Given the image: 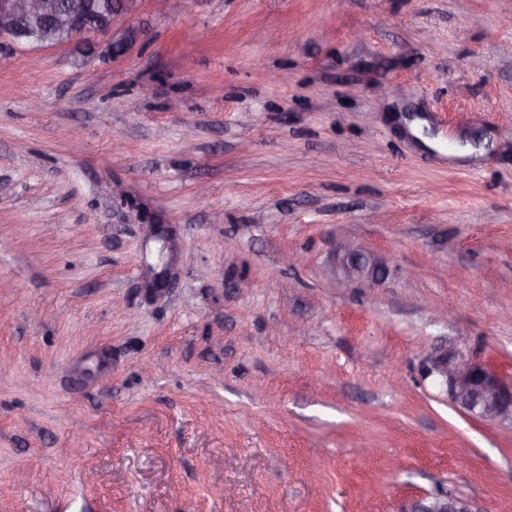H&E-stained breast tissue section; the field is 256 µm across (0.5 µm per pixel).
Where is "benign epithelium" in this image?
<instances>
[{
    "instance_id": "1",
    "label": "benign epithelium",
    "mask_w": 512,
    "mask_h": 512,
    "mask_svg": "<svg viewBox=\"0 0 512 512\" xmlns=\"http://www.w3.org/2000/svg\"><path fill=\"white\" fill-rule=\"evenodd\" d=\"M141 0H119V5L96 9L86 0L63 9L57 0H0V40L14 45L28 42L29 22L41 21L44 45L82 42L91 34H107L135 14ZM139 39V31L126 28L122 37L109 43L112 57L126 53ZM336 287H374L386 273L375 254L350 240H339L335 248ZM424 375L436 373L445 381L448 400L468 416L484 420H512V380L501 376L486 362L453 351L431 357L423 366ZM412 512H471L469 502L457 495L437 492L415 504Z\"/></svg>"
}]
</instances>
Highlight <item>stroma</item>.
<instances>
[{
  "label": "stroma",
  "mask_w": 512,
  "mask_h": 512,
  "mask_svg": "<svg viewBox=\"0 0 512 512\" xmlns=\"http://www.w3.org/2000/svg\"><path fill=\"white\" fill-rule=\"evenodd\" d=\"M510 15L142 0L122 57L0 45V512H512V423L421 374L512 376ZM336 287H375L386 273V266L375 254L350 240H339L335 248ZM423 369L426 377L436 373L444 379L449 401L468 416L512 420V380L486 362L453 351L431 357ZM412 512H471V509L467 500L445 491L419 501Z\"/></svg>",
  "instance_id": "stroma-1"
}]
</instances>
